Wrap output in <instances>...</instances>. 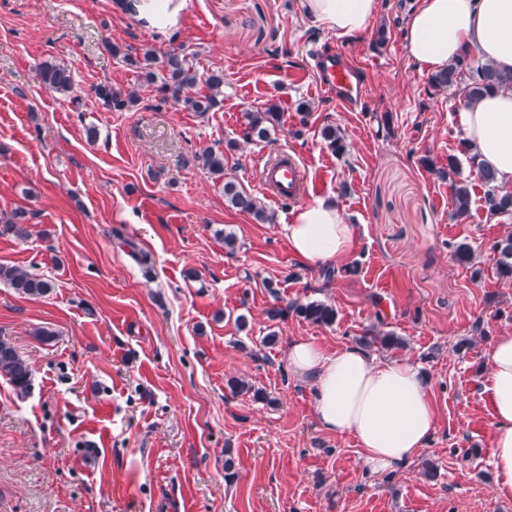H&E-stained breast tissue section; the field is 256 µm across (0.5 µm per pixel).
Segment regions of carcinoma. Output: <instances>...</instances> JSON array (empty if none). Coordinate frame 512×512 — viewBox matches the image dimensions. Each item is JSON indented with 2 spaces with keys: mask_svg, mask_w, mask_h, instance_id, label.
Returning <instances> with one entry per match:
<instances>
[{
  "mask_svg": "<svg viewBox=\"0 0 512 512\" xmlns=\"http://www.w3.org/2000/svg\"><path fill=\"white\" fill-rule=\"evenodd\" d=\"M104 49L137 73L138 80L151 86L161 96L162 102L172 101L189 112L203 117L220 107L223 101L224 71L213 70L206 78H201L195 67L193 58L181 48H174L162 57H157L151 48L138 52L130 46H124L110 40L105 42ZM162 74H157V71ZM39 83L48 90L60 94H68L73 89L71 72L68 66L60 61H45L38 67ZM468 79L464 87V97L475 100L494 91L505 83L512 84V74L505 75L489 63L473 66L468 62H456L448 68L436 72L429 79L430 86L442 91ZM92 93L98 104L106 111L130 110L140 97L135 89L115 88L112 83L100 82L92 87ZM282 112L280 104L268 103L261 110L244 114L246 139L258 143L268 142L280 127ZM322 139L327 148L336 154L345 152V138L341 130L333 124H326L321 130ZM193 162L203 171L218 177L224 176V153L206 147L195 151ZM479 179L485 187L484 204L489 215L502 216L512 214V191L505 190L497 184L495 173L490 169L479 170ZM454 218L467 215L470 195L466 185L453 183ZM224 199L228 206L246 213L261 224L275 222L274 212L256 196L245 191L233 180L224 181ZM122 244L128 249L129 256L138 263L145 273L153 268L151 255L139 248L132 241L124 239ZM492 250L497 254V275L512 282V234L496 241ZM0 282L9 285L13 290L24 296L39 297L47 294L52 288L49 279L17 266L0 265ZM294 312L306 321L330 326L336 322V309L320 301L299 303L293 301L284 307L274 306L267 311L269 319H283L288 312ZM364 348L380 347L386 350L402 349L405 341L392 331L376 329L358 338ZM0 377L7 379L23 395L27 392L31 378V369L27 360L6 339L0 338ZM235 394L250 393L257 401L267 400L266 394L243 380L230 382Z\"/></svg>",
  "mask_w": 512,
  "mask_h": 512,
  "instance_id": "cac0c4a2",
  "label": "carcinoma"
}]
</instances>
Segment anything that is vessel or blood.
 <instances>
[{
    "instance_id": "b4317fda",
    "label": "vessel or blood",
    "mask_w": 512,
    "mask_h": 512,
    "mask_svg": "<svg viewBox=\"0 0 512 512\" xmlns=\"http://www.w3.org/2000/svg\"><path fill=\"white\" fill-rule=\"evenodd\" d=\"M314 71L320 89L342 105L354 106L366 92L365 67L343 49L316 56ZM259 182L268 196L279 203L302 199L309 189L305 169L285 153L262 164Z\"/></svg>"
}]
</instances>
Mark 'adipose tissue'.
Wrapping results in <instances>:
<instances>
[{"instance_id":"adipose-tissue-1","label":"adipose tissue","mask_w":512,"mask_h":512,"mask_svg":"<svg viewBox=\"0 0 512 512\" xmlns=\"http://www.w3.org/2000/svg\"><path fill=\"white\" fill-rule=\"evenodd\" d=\"M310 20L342 36L361 37L380 0H302ZM406 48L420 68L436 72L461 57L512 74V0H419L406 20ZM477 166L494 171L512 189V84L456 114ZM291 252L308 267L346 262L355 247L335 197L315 198L282 225ZM289 366L308 385L315 419L324 431L353 435L370 473L413 462L437 427L429 380L407 359H382L356 345L327 353L298 339L288 347ZM481 389L492 408L490 464L495 492L512 496V330L498 332L486 352Z\"/></svg>"}]
</instances>
